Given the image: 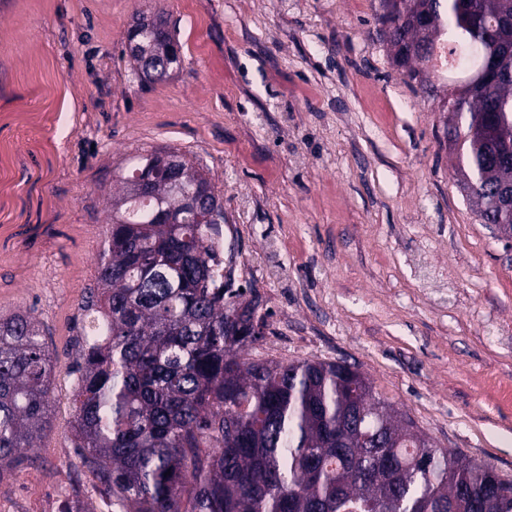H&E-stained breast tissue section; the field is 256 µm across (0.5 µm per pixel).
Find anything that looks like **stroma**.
<instances>
[{
  "label": "stroma",
  "mask_w": 512,
  "mask_h": 512,
  "mask_svg": "<svg viewBox=\"0 0 512 512\" xmlns=\"http://www.w3.org/2000/svg\"><path fill=\"white\" fill-rule=\"evenodd\" d=\"M378 0H0V317L52 351L51 427L0 481L40 512L77 464L74 366L118 175L159 149L207 174L230 282L267 318L252 360L343 361L438 448L512 480V244L457 175L452 121L392 63ZM163 14L182 66L145 84L125 52Z\"/></svg>",
  "instance_id": "stroma-1"
}]
</instances>
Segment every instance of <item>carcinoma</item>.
<instances>
[{
	"mask_svg": "<svg viewBox=\"0 0 512 512\" xmlns=\"http://www.w3.org/2000/svg\"><path fill=\"white\" fill-rule=\"evenodd\" d=\"M389 2L378 31L422 88L440 38L474 54L441 108L481 223L512 225L499 193L512 185V0ZM127 39L147 77L181 66L160 16ZM122 183L84 306L102 320L76 363L74 424L79 464L119 512H512L511 481L437 448L350 365L241 355L266 316L216 283L207 230L224 206L194 161L155 150ZM50 374L38 322L0 318V479L49 428Z\"/></svg>",
	"mask_w": 512,
	"mask_h": 512,
	"instance_id": "carcinoma-1",
	"label": "carcinoma"
}]
</instances>
